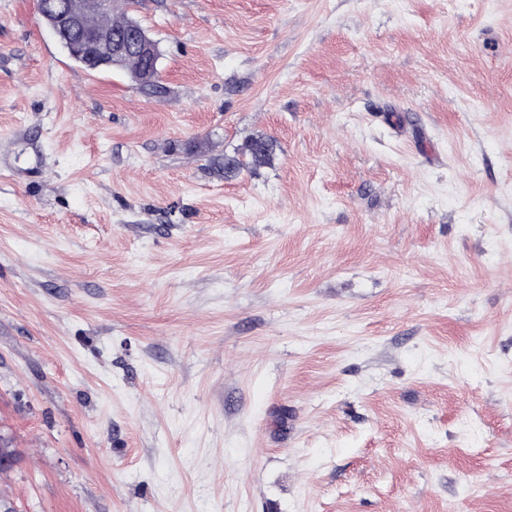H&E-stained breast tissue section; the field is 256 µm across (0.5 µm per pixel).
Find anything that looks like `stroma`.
Returning <instances> with one entry per match:
<instances>
[{
	"instance_id": "stroma-1",
	"label": "stroma",
	"mask_w": 512,
	"mask_h": 512,
	"mask_svg": "<svg viewBox=\"0 0 512 512\" xmlns=\"http://www.w3.org/2000/svg\"><path fill=\"white\" fill-rule=\"evenodd\" d=\"M131 15L0 0V512H512V0ZM46 1L39 0L40 12L57 42L66 46L69 56L80 64V70H102L118 67L132 48L152 56L155 47L148 38L132 43L124 35L112 34L85 26V13L90 1L64 0L65 5L49 12ZM130 0H112L110 9L104 13L92 8L87 15V23L90 27H107L112 32L122 33L129 23L127 7ZM119 14V15H118ZM272 152V141L266 137L253 138L240 151L224 158V173L237 175L260 166L270 160Z\"/></svg>"
}]
</instances>
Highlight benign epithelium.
<instances>
[{"label":"benign epithelium","mask_w":512,"mask_h":512,"mask_svg":"<svg viewBox=\"0 0 512 512\" xmlns=\"http://www.w3.org/2000/svg\"><path fill=\"white\" fill-rule=\"evenodd\" d=\"M90 0H65V5L49 12L46 0H39L40 12L57 42L66 46L69 56L80 64V70L112 69L133 48L151 56L155 47L148 38L133 43L123 35L85 26V13Z\"/></svg>","instance_id":"benign-epithelium-1"}]
</instances>
